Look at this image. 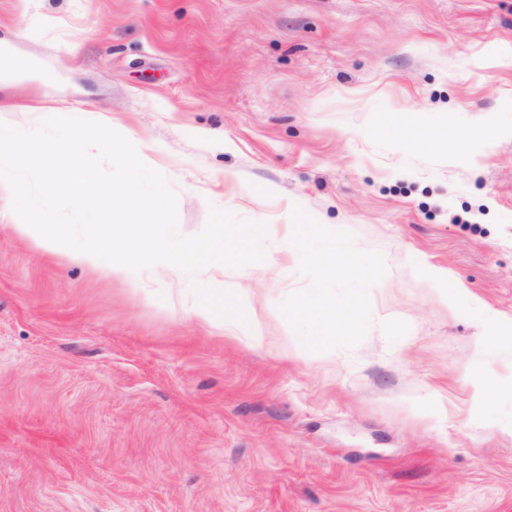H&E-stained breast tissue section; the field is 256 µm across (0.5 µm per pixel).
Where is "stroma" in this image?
<instances>
[{
    "mask_svg": "<svg viewBox=\"0 0 512 512\" xmlns=\"http://www.w3.org/2000/svg\"><path fill=\"white\" fill-rule=\"evenodd\" d=\"M0 122L105 124L180 234L265 224L263 262L128 281L17 235L0 200V512H512V0H0ZM491 126L468 154L384 115ZM345 225L328 277L288 227ZM470 297L449 307L437 279ZM250 294L260 342L202 325ZM360 295L313 354L309 299ZM376 127L379 132L407 139L411 146L420 150L432 149L440 136L438 131L421 125L412 112H403L391 118L385 117ZM224 296L208 292L195 309V316L201 322L212 323L216 320L218 312L224 313Z\"/></svg>",
    "mask_w": 512,
    "mask_h": 512,
    "instance_id": "obj_1",
    "label": "stroma"
}]
</instances>
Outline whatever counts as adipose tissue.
Here are the masks:
<instances>
[{"mask_svg":"<svg viewBox=\"0 0 512 512\" xmlns=\"http://www.w3.org/2000/svg\"><path fill=\"white\" fill-rule=\"evenodd\" d=\"M377 129L394 137L405 138L411 146L420 150L432 149L442 135L456 139L460 149L464 150L468 148L470 141L490 134L489 129L485 127L474 128L465 136L456 134L451 128L441 134L421 125L409 112L383 118ZM290 232L292 240L303 246L326 275L332 276L340 272L355 281H363L370 277V260L351 242L342 225L324 224L310 231L304 225L294 224L291 225ZM306 318L310 327V346L313 350H321L328 333L336 332L342 336L357 334L359 300L351 298L340 307L322 300L312 301Z\"/></svg>","mask_w":512,"mask_h":512,"instance_id":"obj_1","label":"adipose tissue"}]
</instances>
